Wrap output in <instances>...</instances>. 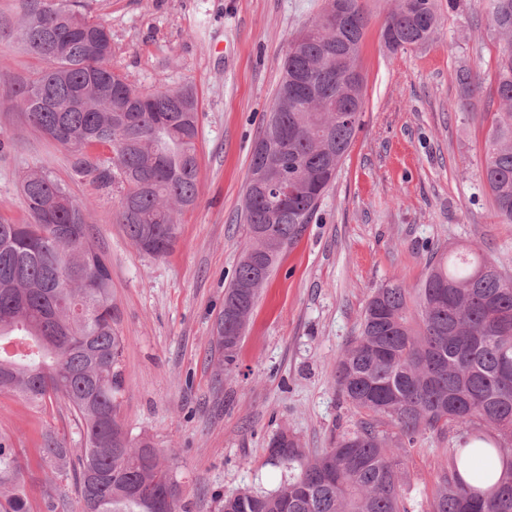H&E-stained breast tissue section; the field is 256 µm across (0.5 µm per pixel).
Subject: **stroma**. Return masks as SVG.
I'll use <instances>...</instances> for the list:
<instances>
[{
  "label": "stroma",
  "instance_id": "stroma-1",
  "mask_svg": "<svg viewBox=\"0 0 512 512\" xmlns=\"http://www.w3.org/2000/svg\"><path fill=\"white\" fill-rule=\"evenodd\" d=\"M324 0H89L112 32V65L137 86L191 87L198 103L197 202L164 256L139 251L113 221L118 189L75 175L72 154L31 128L13 86L36 62L10 33L15 0H0V219L28 218L20 180L43 166L93 201L90 233L107 257L126 338L120 417L163 449L183 485L184 512H218L225 494L272 491L296 468L272 460L270 438L296 434L307 454L330 447L358 415L335 381L337 356L359 332L376 288L421 279L434 247L467 245L512 275V224L480 182L479 159L498 110L499 38L479 0H435L425 45L388 50L383 17L395 0H361L369 17L358 64L361 125L336 179L297 244L262 289L237 360L221 365L214 321L245 241L240 221L255 141L282 79L290 41ZM480 73L460 107L457 74ZM76 447L80 426L62 403L34 409L0 393V440L21 450L29 512H44L46 434ZM455 434L428 433L402 453L409 512H427Z\"/></svg>",
  "mask_w": 512,
  "mask_h": 512
}]
</instances>
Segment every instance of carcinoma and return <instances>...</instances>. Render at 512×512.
I'll list each match as a JSON object with an SVG mask.
<instances>
[{
	"instance_id": "carcinoma-1",
	"label": "carcinoma",
	"mask_w": 512,
	"mask_h": 512,
	"mask_svg": "<svg viewBox=\"0 0 512 512\" xmlns=\"http://www.w3.org/2000/svg\"><path fill=\"white\" fill-rule=\"evenodd\" d=\"M502 45L495 113L480 178L501 223L512 224V0H486ZM19 37L38 68L15 88L16 107L36 131L74 156L73 170L120 189L115 223L130 242L163 256L178 215L197 200V102L187 88L150 91L112 67V33L79 0H16ZM438 24L435 0L399 4L384 21L385 45L426 43ZM367 16L360 0H326L286 53L282 80L256 140L249 174L268 185L245 196L246 242L214 324L220 361L235 362L261 289L282 253L300 239L349 150L359 120L336 121V72L358 63ZM105 36V51L88 45ZM461 102L481 83L458 75ZM26 224L0 220V393L36 406L67 403L82 427L79 447L46 436L41 460L66 475L72 462L84 512H181V485L162 451L133 438L119 418L126 338L106 256L90 240L91 204L43 167L22 176ZM336 385L360 415L334 447L309 458L286 430L271 457L302 462L265 493L224 496L221 512H408L398 451L426 433L453 428L505 465L482 495L460 477L458 449L441 468L429 512H512V279L479 249L431 253L415 286L378 288L360 334L337 357ZM389 424L393 432L381 429ZM26 462L0 441V512H29Z\"/></svg>"
}]
</instances>
